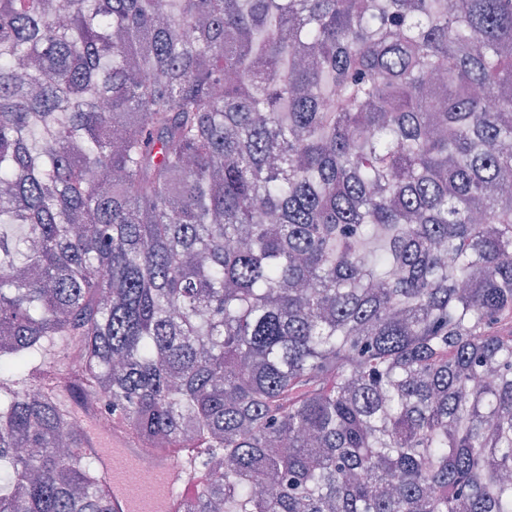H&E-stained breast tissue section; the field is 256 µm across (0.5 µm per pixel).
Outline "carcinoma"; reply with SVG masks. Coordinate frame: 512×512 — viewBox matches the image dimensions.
Returning a JSON list of instances; mask_svg holds the SVG:
<instances>
[{"mask_svg":"<svg viewBox=\"0 0 512 512\" xmlns=\"http://www.w3.org/2000/svg\"><path fill=\"white\" fill-rule=\"evenodd\" d=\"M494 108H486V99ZM0 512H512V0H0ZM95 427L102 436L112 435V453L102 451L95 441L86 448H94L103 473L112 480L113 512H177L182 500L198 492L196 482L184 477L180 462L142 448L128 437L126 429L112 431L107 416L97 415ZM148 461L153 465L150 481H135L133 473Z\"/></svg>","mask_w":512,"mask_h":512,"instance_id":"carcinoma-1","label":"carcinoma"}]
</instances>
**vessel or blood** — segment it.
I'll return each mask as SVG.
<instances>
[{"instance_id": "b4317fda", "label": "vessel or blood", "mask_w": 512, "mask_h": 512, "mask_svg": "<svg viewBox=\"0 0 512 512\" xmlns=\"http://www.w3.org/2000/svg\"><path fill=\"white\" fill-rule=\"evenodd\" d=\"M97 457L112 481V512H177L179 503L198 490L185 478L182 464L142 448L122 428L112 431L111 451H98ZM146 462L152 465L150 481H135L134 472Z\"/></svg>"}]
</instances>
